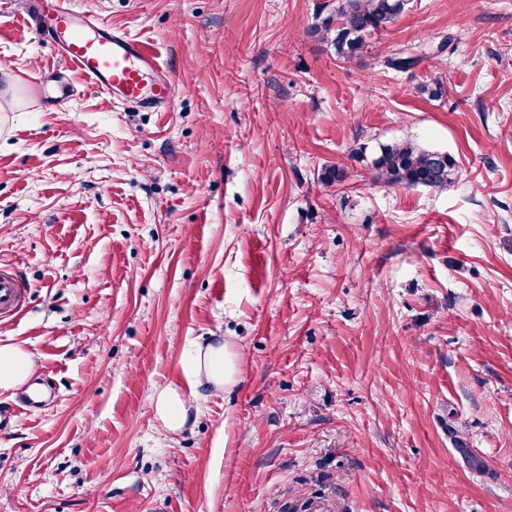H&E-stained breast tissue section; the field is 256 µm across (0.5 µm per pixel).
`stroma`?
I'll return each instance as SVG.
<instances>
[{
  "label": "stroma",
  "instance_id": "1",
  "mask_svg": "<svg viewBox=\"0 0 512 512\" xmlns=\"http://www.w3.org/2000/svg\"><path fill=\"white\" fill-rule=\"evenodd\" d=\"M74 2L176 93L114 102L0 0V345L46 392L0 391V512H512V0H411L347 63L336 0ZM405 140L453 185L353 156ZM213 336L237 381L168 431L154 399ZM372 165L378 178L389 184L444 189L452 184L456 160L444 152L400 143L383 146ZM19 285L10 275L0 273V315L16 310ZM448 434L452 436L454 447L463 455L468 468L474 473H482L486 468L485 460L468 447L464 435L459 433L452 425L448 427Z\"/></svg>",
  "mask_w": 512,
  "mask_h": 512
}]
</instances>
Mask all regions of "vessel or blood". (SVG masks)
<instances>
[{"label":"vessel or blood","instance_id":"b4317fda","mask_svg":"<svg viewBox=\"0 0 512 512\" xmlns=\"http://www.w3.org/2000/svg\"><path fill=\"white\" fill-rule=\"evenodd\" d=\"M25 19L69 69L104 94L139 107L170 103L174 84L144 42L73 0H30ZM18 291L16 279L0 273V315L15 311Z\"/></svg>","mask_w":512,"mask_h":512}]
</instances>
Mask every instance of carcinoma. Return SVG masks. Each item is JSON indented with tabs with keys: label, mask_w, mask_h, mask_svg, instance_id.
<instances>
[{
	"label": "carcinoma",
	"mask_w": 512,
	"mask_h": 512,
	"mask_svg": "<svg viewBox=\"0 0 512 512\" xmlns=\"http://www.w3.org/2000/svg\"><path fill=\"white\" fill-rule=\"evenodd\" d=\"M407 5L408 0H337L336 9L322 20L319 32L337 57L351 61L362 56L371 37L393 23ZM372 165L378 178L389 184L444 189L452 184L456 160L444 152L400 143L382 147ZM448 434L468 468L474 473L483 472L484 458L468 447L464 435L451 425Z\"/></svg>",
	"instance_id": "1"
}]
</instances>
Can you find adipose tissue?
Returning a JSON list of instances; mask_svg holds the SVG:
<instances>
[{"mask_svg": "<svg viewBox=\"0 0 512 512\" xmlns=\"http://www.w3.org/2000/svg\"><path fill=\"white\" fill-rule=\"evenodd\" d=\"M35 362L23 347L0 345V390L21 387L32 375ZM179 366L184 386L169 385L155 397L154 410L158 421L169 431L184 429L190 415L186 394L199 390H222L236 382L237 355L224 343H193L180 357Z\"/></svg>", "mask_w": 512, "mask_h": 512, "instance_id": "1", "label": "adipose tissue"}]
</instances>
